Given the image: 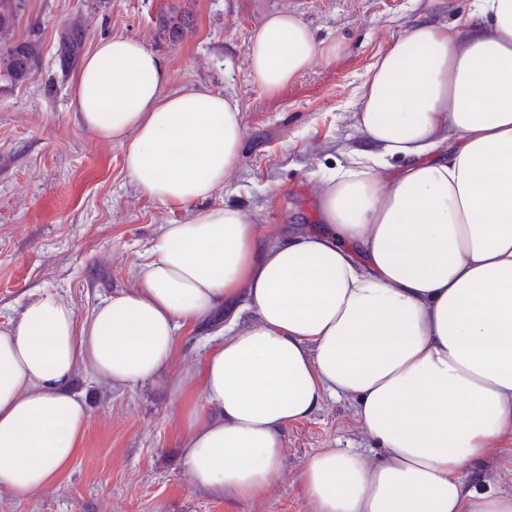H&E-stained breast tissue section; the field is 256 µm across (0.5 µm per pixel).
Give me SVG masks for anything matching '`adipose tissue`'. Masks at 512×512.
Masks as SVG:
<instances>
[{
  "instance_id": "1",
  "label": "adipose tissue",
  "mask_w": 512,
  "mask_h": 512,
  "mask_svg": "<svg viewBox=\"0 0 512 512\" xmlns=\"http://www.w3.org/2000/svg\"><path fill=\"white\" fill-rule=\"evenodd\" d=\"M470 16L483 28L420 24L372 64L358 124L375 151L324 176L321 230L274 237L208 203L237 163V101L170 90L136 39L98 42L73 84L82 123L124 146L143 192L195 211L163 227L138 287L89 317L46 292L0 325V490L29 497L70 467L90 421L80 374L161 379L181 328L227 305L184 413L193 488L264 496L288 425L349 395L380 456H307L316 512H512V493L466 482L512 436V0H471ZM335 52L274 13L249 70L275 92Z\"/></svg>"
}]
</instances>
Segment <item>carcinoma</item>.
<instances>
[{
  "instance_id": "carcinoma-1",
  "label": "carcinoma",
  "mask_w": 512,
  "mask_h": 512,
  "mask_svg": "<svg viewBox=\"0 0 512 512\" xmlns=\"http://www.w3.org/2000/svg\"><path fill=\"white\" fill-rule=\"evenodd\" d=\"M26 0H0V78L10 82L26 80L42 55L38 35L23 40L13 37L16 18L25 10ZM84 30L78 21L71 23L60 41L57 58L62 70L70 69L79 57Z\"/></svg>"
}]
</instances>
